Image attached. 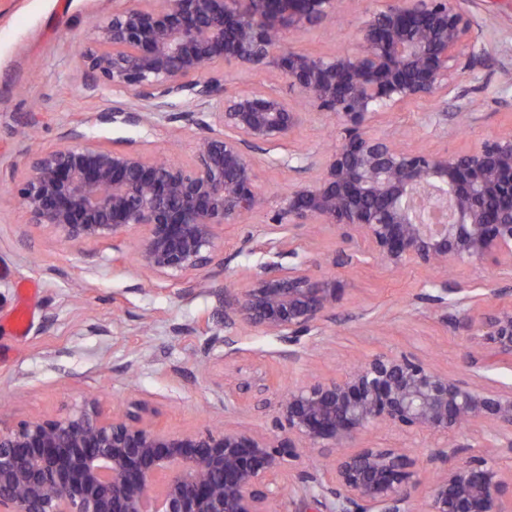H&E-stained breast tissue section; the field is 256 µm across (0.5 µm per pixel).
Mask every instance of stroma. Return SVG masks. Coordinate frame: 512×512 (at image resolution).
I'll return each instance as SVG.
<instances>
[{
	"label": "stroma",
	"mask_w": 512,
	"mask_h": 512,
	"mask_svg": "<svg viewBox=\"0 0 512 512\" xmlns=\"http://www.w3.org/2000/svg\"><path fill=\"white\" fill-rule=\"evenodd\" d=\"M368 7L367 0H347L335 25L288 41L315 55L347 51ZM464 7L485 35L486 54L467 86L477 118L435 132L423 126L420 105L382 117L381 132L410 148L462 152L512 127V0H466ZM111 12L112 0H0V412L13 423L59 417L94 395L108 413L146 401L157 422L171 430L263 433L271 427L270 413L224 404L225 389L256 368L288 388L335 376L374 353L407 352L440 371L463 374L471 347L467 332L442 326L414 300L429 271L335 268L344 288L336 321L310 341L301 361H288L273 337L251 335L242 338L238 353H214L203 369L193 353L216 324L215 286L240 287L239 272L260 260L236 255L239 227L225 232L229 267L210 269L205 287L187 295L175 280L150 287L133 256L113 268L108 244L75 247L29 222L13 194L26 175L29 150L57 147L71 127L108 147L133 139L152 157L191 156V137L171 124L95 125V114L120 96L85 88L81 53L94 24ZM224 77L231 91L272 87L293 104L301 102L267 69L228 64ZM32 282L38 288L33 313L19 334L13 319L22 312L23 287Z\"/></svg>",
	"instance_id": "stroma-1"
}]
</instances>
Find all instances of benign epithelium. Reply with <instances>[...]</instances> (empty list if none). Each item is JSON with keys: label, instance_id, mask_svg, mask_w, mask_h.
<instances>
[{"label": "benign epithelium", "instance_id": "1", "mask_svg": "<svg viewBox=\"0 0 512 512\" xmlns=\"http://www.w3.org/2000/svg\"><path fill=\"white\" fill-rule=\"evenodd\" d=\"M345 0H124L93 27L82 55L86 86L137 102L96 113L98 125L198 130L190 161H160L126 140L105 147L71 129L29 158L18 198L32 224L69 243L112 242V265L134 244L156 279L228 267L220 232L256 217L264 235L239 238L236 254L264 260L241 288L215 291L219 324L201 349H233L244 335L272 336L301 359L336 321L339 280L296 240L306 224L339 239L332 265L441 271L492 265L512 282V130L467 151L404 147L375 129L413 103L425 122L448 124L472 109L462 90L485 53L465 0H372L356 46L315 56L279 34L335 23ZM276 71L306 101L300 112L276 90L224 89V65ZM344 134L322 154L289 151L269 163L291 176L272 202L256 155L286 149L309 120ZM509 288L481 293L439 276L416 299L444 326L473 339L467 373L450 376L411 353L376 354L330 379L283 389L253 371L224 391V404L272 412L267 433L159 425L144 401L106 415L94 398L55 418L0 421V512H512L497 458L512 454ZM384 425L434 443L426 480L407 449L360 444ZM473 432L460 444L456 434ZM324 460L302 465L305 453ZM427 489H422V486ZM293 504L300 508L293 511Z\"/></svg>", "mask_w": 512, "mask_h": 512}]
</instances>
